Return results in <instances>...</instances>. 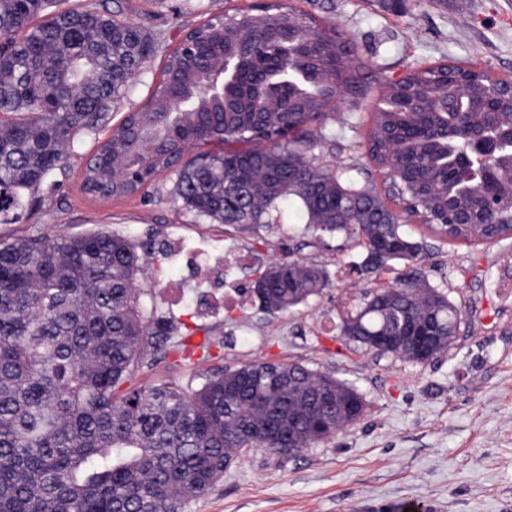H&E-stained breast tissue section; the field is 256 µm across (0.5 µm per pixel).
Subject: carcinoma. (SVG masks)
Masks as SVG:
<instances>
[{
    "instance_id": "cac0c4a2",
    "label": "carcinoma",
    "mask_w": 512,
    "mask_h": 512,
    "mask_svg": "<svg viewBox=\"0 0 512 512\" xmlns=\"http://www.w3.org/2000/svg\"><path fill=\"white\" fill-rule=\"evenodd\" d=\"M0 0V215L24 208L56 170L84 160L82 191L95 198L139 193L174 177L186 208L224 225L269 224L289 209L315 238L360 240L371 272L406 271L364 292L341 336L380 356L426 363L454 343L462 312L431 286L423 246L402 224L416 218L452 240L512 234V178L496 172L483 192L502 209L484 221L472 198L436 193L462 176L445 156L465 148L448 135L457 111L472 127L512 126V103L490 112L486 77L448 65L386 80L366 155L390 180L389 207L372 187L320 161L345 93L369 86L350 41L269 0L250 12L209 18L163 58L161 78L107 136L116 106L156 53L123 4ZM229 56L235 76L199 52ZM224 84V93L214 90ZM290 128L288 139L273 138ZM145 265L129 235L104 230L0 242V512H186L242 452L300 453L359 421L365 402L329 372L300 363L213 367L203 382H136L167 353L190 361L181 325L157 314ZM256 292L282 312L330 287L324 267L292 254L271 262ZM431 337L423 353L413 336Z\"/></svg>"
}]
</instances>
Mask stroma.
Listing matches in <instances>:
<instances>
[{"label": "stroma", "mask_w": 512, "mask_h": 512, "mask_svg": "<svg viewBox=\"0 0 512 512\" xmlns=\"http://www.w3.org/2000/svg\"><path fill=\"white\" fill-rule=\"evenodd\" d=\"M253 0H124L125 12L160 45L144 82L158 78L162 57L193 27L234 14ZM321 25L344 33L363 63L371 91L336 106L337 122L356 121L324 161L361 184L387 192L362 143L379 97L375 81L404 76L419 65L447 62L512 79V0H292ZM83 162L54 172L14 224H0V241L40 234L80 235L104 227L151 248L160 313L184 322L192 340L223 341L209 360L187 367L168 356L138 380L183 384L202 380L213 365L286 360L332 371L365 402L363 418L335 439L295 456L253 449L237 459L215 488L187 512H512V237L472 242L440 239L418 222L408 233L425 248L430 285L462 309L451 348L419 364L379 356L346 343L338 325L366 289L391 282L397 268L369 272L365 250L346 237L307 246L306 226L293 215L253 230L210 223L186 211L173 180L159 176L148 194L94 198L81 190ZM205 240L242 254L238 270L252 285L267 263L301 247L322 265L331 286L283 313L247 307L201 319L188 297L201 288L165 262L175 244Z\"/></svg>", "instance_id": "obj_1"}]
</instances>
